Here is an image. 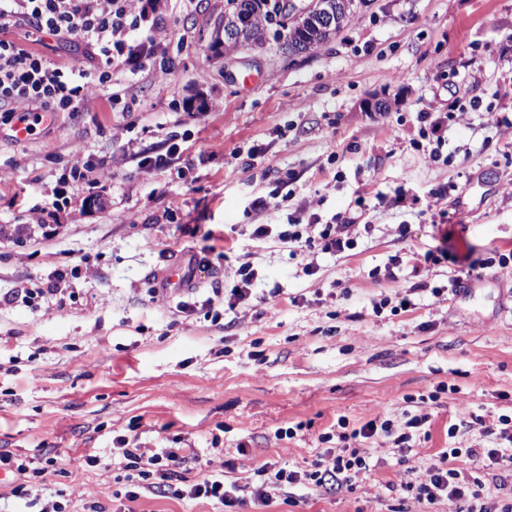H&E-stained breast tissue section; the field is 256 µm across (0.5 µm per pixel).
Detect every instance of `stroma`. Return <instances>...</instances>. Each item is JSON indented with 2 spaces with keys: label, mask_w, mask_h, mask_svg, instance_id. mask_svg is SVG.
<instances>
[{
  "label": "stroma",
  "mask_w": 512,
  "mask_h": 512,
  "mask_svg": "<svg viewBox=\"0 0 512 512\" xmlns=\"http://www.w3.org/2000/svg\"><path fill=\"white\" fill-rule=\"evenodd\" d=\"M225 5L172 0L174 70L112 83L136 91L133 111L103 94L24 140L0 123V225L11 227L0 237V453L52 447L59 468L41 499L118 512L120 436L147 457L184 438L187 480L220 472L247 497L262 465L310 468L338 419L425 414L407 456L388 438L367 444L371 469L352 490L286 487L242 512H457L387 486L426 481L440 449L495 447L485 428L512 414V134L487 120L492 108L512 120V0H370L292 58L274 41L225 52ZM373 99L390 113L366 112ZM425 105L463 113L444 134L447 162L415 145ZM173 142L184 174L141 172L131 156ZM77 144L105 164L102 201L84 206L89 187L73 188L43 235L30 214ZM202 149L207 166L190 168ZM269 195L276 206L252 208ZM306 209L325 223L358 216L353 249L295 255L277 234ZM260 224L268 236H255ZM443 233L454 260L417 263ZM468 257L492 264L463 295ZM199 258L210 269L194 290L162 293L170 267ZM245 262L249 299L213 301ZM57 269L63 293L12 300Z\"/></svg>",
  "instance_id": "35a3bbf8"
}]
</instances>
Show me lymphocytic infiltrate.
Listing matches in <instances>:
<instances>
[{"mask_svg":"<svg viewBox=\"0 0 512 512\" xmlns=\"http://www.w3.org/2000/svg\"><path fill=\"white\" fill-rule=\"evenodd\" d=\"M165 3L166 0H0V120L12 124L33 112L51 122L61 112L88 110L102 89L111 86L116 73L145 70L156 77L168 74L174 61L166 53V44L174 32L164 23ZM46 34L63 43L81 45L85 66L54 65L33 50V43ZM353 224L350 217L336 224H323L315 213L304 218L292 216L279 238L288 244L318 245L323 251L341 253L354 245L350 235ZM427 421V416H414L397 428L391 419L382 417L353 428L346 419H338L335 432L320 437L324 444L334 439L339 442L331 466L319 461L303 470L261 466L254 473L252 501L257 506L268 505L275 491L285 486L352 488L354 478L370 468V458L363 448L366 441L392 438L404 456L411 452L418 430ZM498 423L495 437L499 446L442 450L429 467L427 481L401 484L402 498L430 504L453 500L458 503L459 512H512V489L500 497L484 494L482 475L486 469L512 468V416H500ZM118 444L127 470V501H136L149 492L176 499L214 500L226 512H237L243 504L238 486L226 483L221 473L203 470L195 480L186 481L178 470V449L162 448L146 458L140 454L136 439L123 436ZM462 455L473 459L474 469L465 472L450 466V459ZM57 462L56 454L50 450L36 459L0 454V469L19 477L14 494L21 499L30 498L35 492L33 478Z\"/></svg>","mask_w":512,"mask_h":512,"instance_id":"obj_1","label":"lymphocytic infiltrate"}]
</instances>
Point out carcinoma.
Returning <instances> with one entry per match:
<instances>
[{
  "label": "carcinoma",
  "instance_id": "carcinoma-1",
  "mask_svg": "<svg viewBox=\"0 0 512 512\" xmlns=\"http://www.w3.org/2000/svg\"><path fill=\"white\" fill-rule=\"evenodd\" d=\"M229 14L247 20V32L240 37L222 42L224 50L244 47H261L268 40V32L274 31L273 39L282 40L280 48L290 56L300 55L325 44L336 37L354 17L358 9L369 0H331L342 4L341 21L330 29H324L308 16L286 25L278 11L271 9V0H228Z\"/></svg>",
  "mask_w": 512,
  "mask_h": 512
}]
</instances>
